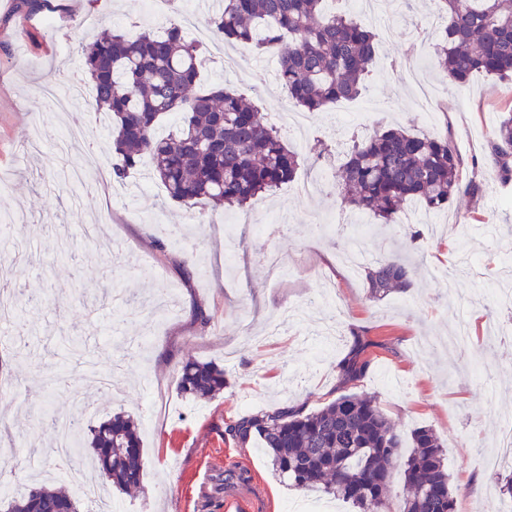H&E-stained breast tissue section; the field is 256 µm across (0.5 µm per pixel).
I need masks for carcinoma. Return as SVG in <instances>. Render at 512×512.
Wrapping results in <instances>:
<instances>
[{"label": "carcinoma", "instance_id": "1", "mask_svg": "<svg viewBox=\"0 0 512 512\" xmlns=\"http://www.w3.org/2000/svg\"><path fill=\"white\" fill-rule=\"evenodd\" d=\"M326 0H222L209 18L226 42L273 50L278 81L296 109L319 112L357 95L376 60V35L347 16L325 13ZM442 29L434 52L441 73L463 86L474 73L512 80V0H437ZM92 88V111L110 117L112 180L123 183L144 158L168 199L187 205L244 207L294 180L299 154L268 125L258 106L219 85L197 88L205 61L201 45L169 23L163 31L114 29L82 46ZM179 122L158 133L164 117ZM491 160L501 179L512 178V108L503 113ZM462 160L449 138L379 127L353 142L340 169L345 203L400 223L406 201L448 208L460 193L479 195L482 184L461 183ZM369 297L411 286L414 266L391 251L364 267ZM371 342L357 339L338 364L343 385L362 378ZM224 370L189 362L180 370L181 393L213 397L224 390ZM240 444L257 436L273 470L302 490L321 491L351 512H385L392 474L403 472L405 493L394 512H454L445 453L436 432L421 427L411 451L395 423L369 396L339 395L328 405L276 408L225 423ZM91 448L103 475L119 489L138 488L144 470L134 418L122 412L91 430ZM7 512H77L63 487L32 489L4 498Z\"/></svg>", "mask_w": 512, "mask_h": 512}]
</instances>
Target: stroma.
Returning a JSON list of instances; mask_svg holds the SVG:
<instances>
[{
    "instance_id": "obj_1",
    "label": "stroma",
    "mask_w": 512,
    "mask_h": 512,
    "mask_svg": "<svg viewBox=\"0 0 512 512\" xmlns=\"http://www.w3.org/2000/svg\"><path fill=\"white\" fill-rule=\"evenodd\" d=\"M215 0H193L194 27L210 64L202 86L221 84L259 103L265 118L288 105L276 83L277 57L211 37L208 18ZM337 12L379 34L377 60L360 95L309 114L304 132L288 135L302 158L294 182L254 201L247 209L166 201L151 182L127 197L108 189L58 185L65 161L59 136L84 124L89 149L110 161L106 133L90 120L87 99L65 112L54 110L39 90L56 78H84L81 47L100 28L163 26L166 16L145 18L140 0H74L68 11L44 0L26 12L17 0H0V216L33 252L25 263L4 265L9 284L30 297L13 335L29 345L18 358L0 343V425L13 445L0 446V462H16L19 487L64 484L65 461L52 457V431L43 414L68 417L74 397L90 412V429L125 412L140 427L144 472L141 489L123 493L101 485L120 512H225L228 499L248 512H285L319 501L318 493L280 481L258 441L242 445L225 435L226 422L247 413L305 404L322 408L342 394L337 363L355 338L372 340L370 368L351 392L374 396L403 437L433 428L444 444L455 489V512H497L501 467L492 465L500 428L512 420V313L493 293L512 278V181L498 179L489 161L512 82L493 84L474 75L465 86L439 77L433 54L438 27L435 0H391L376 18L337 0ZM236 56L244 75L225 73V55ZM396 124L428 137L452 136L463 179L483 184L481 196L457 195L416 237L397 241L414 263L412 287L370 299L364 271L339 262L336 228L362 223L368 257L379 254L385 230L375 217L353 212L342 201L338 167L353 140L381 125ZM329 147L316 157V141ZM324 167L329 178L310 195L300 185ZM100 227L97 240L84 225ZM155 224H182L187 246L157 245ZM276 251L283 273L272 280L260 261ZM201 276L186 277V264ZM208 324H201L200 314ZM467 325L463 347L443 348L440 337ZM85 349L66 356V337ZM123 360L112 393L89 376ZM223 367L226 384L215 397L192 401L178 388L183 363ZM65 376L69 392H52L50 373ZM162 385L163 401L149 403L150 384ZM489 482L472 497L469 480Z\"/></svg>"
}]
</instances>
